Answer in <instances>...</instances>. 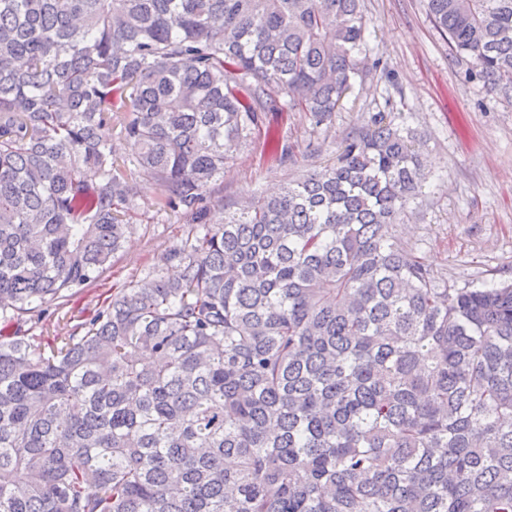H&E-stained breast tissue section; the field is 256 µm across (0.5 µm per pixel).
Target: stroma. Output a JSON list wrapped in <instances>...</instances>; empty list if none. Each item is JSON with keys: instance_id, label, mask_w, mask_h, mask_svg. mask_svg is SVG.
I'll return each mask as SVG.
<instances>
[{"instance_id": "1", "label": "stroma", "mask_w": 512, "mask_h": 512, "mask_svg": "<svg viewBox=\"0 0 512 512\" xmlns=\"http://www.w3.org/2000/svg\"><path fill=\"white\" fill-rule=\"evenodd\" d=\"M374 64L318 126L297 111L267 113L260 132L224 168L223 204L202 214L162 205L163 189L143 180L124 248L98 279L65 305L35 303L19 325L36 345H58L91 319L113 289L144 278L188 246L190 231L280 184L331 165L344 141L378 112L417 136L425 179L399 230L437 276L457 285L512 279V99L476 79L469 55H455L432 22L427 0H363Z\"/></svg>"}]
</instances>
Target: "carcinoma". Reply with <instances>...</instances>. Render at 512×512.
I'll return each mask as SVG.
<instances>
[{
  "label": "carcinoma",
  "instance_id": "1",
  "mask_svg": "<svg viewBox=\"0 0 512 512\" xmlns=\"http://www.w3.org/2000/svg\"><path fill=\"white\" fill-rule=\"evenodd\" d=\"M361 2L0 0L3 322L111 264L139 181L192 209L262 113L329 121ZM427 2L512 92V0ZM422 178L378 112L61 347L0 331V512H512V281L390 234Z\"/></svg>",
  "mask_w": 512,
  "mask_h": 512
}]
</instances>
